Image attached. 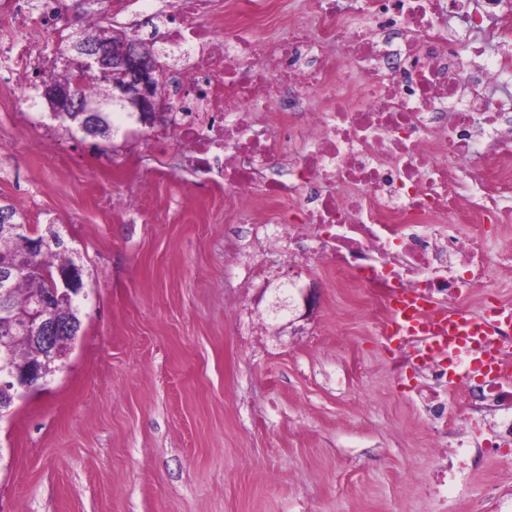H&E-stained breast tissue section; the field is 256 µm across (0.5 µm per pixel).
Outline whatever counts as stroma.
I'll list each match as a JSON object with an SVG mask.
<instances>
[{
    "label": "stroma",
    "mask_w": 512,
    "mask_h": 512,
    "mask_svg": "<svg viewBox=\"0 0 512 512\" xmlns=\"http://www.w3.org/2000/svg\"><path fill=\"white\" fill-rule=\"evenodd\" d=\"M40 63L0 95V203L55 225L83 270L81 329L44 386L0 420V512H500L512 462L448 464L394 379L387 312L330 268L279 264L238 288L224 188L199 187L148 127L111 140L51 117ZM137 198L136 209L112 204ZM314 288L299 328L270 305Z\"/></svg>",
    "instance_id": "obj_1"
}]
</instances>
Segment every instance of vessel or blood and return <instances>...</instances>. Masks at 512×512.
Here are the masks:
<instances>
[{
  "instance_id": "b4317fda",
  "label": "vessel or blood",
  "mask_w": 512,
  "mask_h": 512,
  "mask_svg": "<svg viewBox=\"0 0 512 512\" xmlns=\"http://www.w3.org/2000/svg\"><path fill=\"white\" fill-rule=\"evenodd\" d=\"M489 324L480 314L451 315L443 310L427 312L422 301L411 294H403L394 301L389 316V335L404 336L416 332L447 341L449 351L467 349L469 354H480L481 365H489L483 356Z\"/></svg>"
}]
</instances>
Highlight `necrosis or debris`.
Returning <instances> with one entry per match:
<instances>
[{
	"label": "necrosis or debris",
	"mask_w": 512,
	"mask_h": 512,
	"mask_svg": "<svg viewBox=\"0 0 512 512\" xmlns=\"http://www.w3.org/2000/svg\"><path fill=\"white\" fill-rule=\"evenodd\" d=\"M273 0H166L158 17L182 59L164 77L181 115L172 132L194 173L224 181V217L263 205L253 223L242 287L266 276L256 255L325 264L385 297L414 292L454 312L480 293L492 266L484 225L512 223V97H492L512 56L489 50L512 37V0H302L281 34L264 29ZM474 37L453 45L447 18ZM55 0H8L0 48L17 89L55 48ZM473 224L459 237L450 224ZM502 369L474 381L467 426L448 423L468 355L428 350L408 337L394 374L420 372L434 435L455 437L463 466L486 448L512 446V326L500 327Z\"/></svg>",
	"instance_id": "obj_1"
}]
</instances>
